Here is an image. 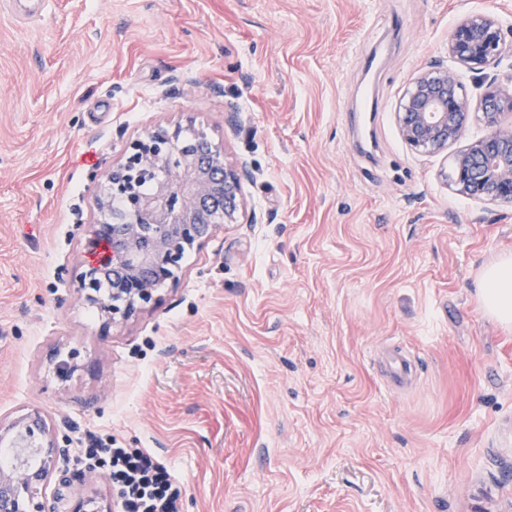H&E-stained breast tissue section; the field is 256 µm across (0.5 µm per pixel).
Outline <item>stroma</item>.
<instances>
[{"label": "stroma", "instance_id": "stroma-1", "mask_svg": "<svg viewBox=\"0 0 512 512\" xmlns=\"http://www.w3.org/2000/svg\"><path fill=\"white\" fill-rule=\"evenodd\" d=\"M475 12L512 32V0L0 6V415L48 414L51 489L116 502L80 457L109 439L166 461L182 512H512V326L478 297L512 205L460 194L456 148L395 121ZM190 122L247 162L252 220L104 328L78 278L98 186L128 139ZM393 351L421 365L404 390Z\"/></svg>", "mask_w": 512, "mask_h": 512}]
</instances>
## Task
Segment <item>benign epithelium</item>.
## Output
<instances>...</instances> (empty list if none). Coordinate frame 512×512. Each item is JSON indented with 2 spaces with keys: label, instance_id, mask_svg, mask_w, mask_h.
Returning <instances> with one entry per match:
<instances>
[{
  "label": "benign epithelium",
  "instance_id": "benign-epithelium-1",
  "mask_svg": "<svg viewBox=\"0 0 512 512\" xmlns=\"http://www.w3.org/2000/svg\"><path fill=\"white\" fill-rule=\"evenodd\" d=\"M512 53L499 22L490 14L463 18L448 36V54L482 74L475 99L460 93L457 74L432 65L413 78L397 112L402 139L425 153H439L464 135L469 114H482L488 136L467 145L455 160V184L480 201L512 203V88L488 70ZM187 148L179 128L159 126L126 142L122 158L98 190L99 222L89 245L112 242V254L89 263L79 275L85 300L99 305L104 328L131 319L181 270L186 250L199 247L244 211L241 193L247 165L226 161L206 133ZM32 448L35 464L0 471V512H112L90 499L47 496L53 470L67 456L48 415L33 408L0 417V445Z\"/></svg>",
  "mask_w": 512,
  "mask_h": 512
}]
</instances>
